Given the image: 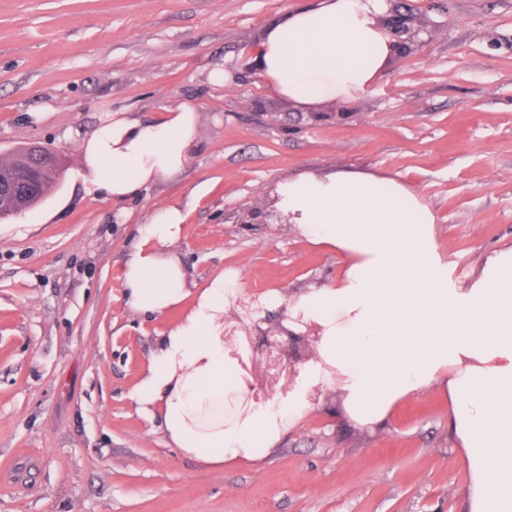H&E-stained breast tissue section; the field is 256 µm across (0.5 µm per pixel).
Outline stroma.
Here are the masks:
<instances>
[{"mask_svg":"<svg viewBox=\"0 0 512 512\" xmlns=\"http://www.w3.org/2000/svg\"><path fill=\"white\" fill-rule=\"evenodd\" d=\"M308 0H0V157L39 145L61 175L0 219V512H466L469 474L438 389L369 429L338 391L262 461L209 467L169 447L132 396L181 310L127 305L119 278L155 208L187 215L179 255L202 288L233 270L252 320L336 276L334 252L289 224H228L279 181L359 170L400 178L434 210L448 276L469 287L512 246V0H402L421 42L391 54L370 92L300 108L248 50ZM223 68L224 84L209 82ZM190 103L202 119L183 171L117 205L85 192L78 144L100 117L148 121ZM278 302H270V295ZM244 417L263 364L234 338Z\"/></svg>","mask_w":512,"mask_h":512,"instance_id":"1","label":"stroma"}]
</instances>
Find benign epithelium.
I'll list each match as a JSON object with an SVG mask.
<instances>
[{"instance_id":"benign-epithelium-1","label":"benign epithelium","mask_w":512,"mask_h":512,"mask_svg":"<svg viewBox=\"0 0 512 512\" xmlns=\"http://www.w3.org/2000/svg\"><path fill=\"white\" fill-rule=\"evenodd\" d=\"M378 25L382 32L390 38L392 52L409 55L413 52L419 42V34L422 29L413 26L412 20L407 14L394 9L391 14L378 20ZM29 162L32 167V175L27 180L24 192H15L11 178L8 176L0 177V201L12 204V215L22 216L28 213L36 204L44 198V186L47 177L51 171L56 168L53 157L42 150H31L28 152ZM224 223L226 224H281L282 216L274 208V200L262 198L242 211L232 210L224 212ZM226 320H236L243 324L246 335L253 334L265 339V355L268 359H273L284 364L286 372H278L268 378L270 387L281 386L283 392L291 389L297 371L295 361L301 359L299 354H294V359L288 361L285 353L288 349L296 348V345L305 343L311 338H316L313 328L309 324H304L307 329L305 333L290 332L284 325H279L275 329H264L260 324L248 325L244 323L243 318L237 310H232L231 314L224 315Z\"/></svg>"}]
</instances>
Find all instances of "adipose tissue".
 <instances>
[{
    "label": "adipose tissue",
    "mask_w": 512,
    "mask_h": 512,
    "mask_svg": "<svg viewBox=\"0 0 512 512\" xmlns=\"http://www.w3.org/2000/svg\"><path fill=\"white\" fill-rule=\"evenodd\" d=\"M387 0H311L287 10L250 52L269 88L306 108L371 90L391 48L377 26ZM200 114L184 104L142 122L104 116L79 144L89 190L121 203L179 174L198 144ZM275 207L311 245L342 260L335 282L300 296L292 316L320 326L316 356L287 402L225 418L241 387L224 353V298L236 272L191 291L176 251L186 214L153 210L120 270L128 304L161 314L189 303L162 333L133 398L171 447L201 464L265 459L310 409L309 385L339 391L356 424L384 423L400 399L440 388L469 471L468 512H512V248L461 288L434 240L436 216L398 178L307 173L277 184Z\"/></svg>",
    "instance_id": "1"
}]
</instances>
